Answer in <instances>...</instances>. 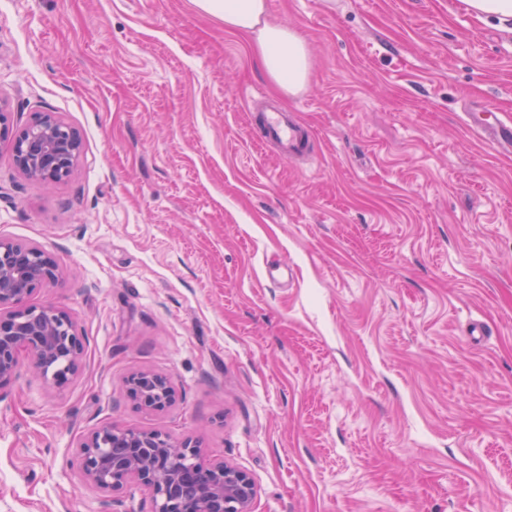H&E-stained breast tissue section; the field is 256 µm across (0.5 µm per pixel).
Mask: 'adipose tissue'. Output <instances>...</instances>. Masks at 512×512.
Here are the masks:
<instances>
[{"instance_id": "1", "label": "adipose tissue", "mask_w": 512, "mask_h": 512, "mask_svg": "<svg viewBox=\"0 0 512 512\" xmlns=\"http://www.w3.org/2000/svg\"><path fill=\"white\" fill-rule=\"evenodd\" d=\"M202 12L223 20L225 28L251 38L256 59L282 91L305 88L311 63L302 37L285 25L269 23L266 0H193Z\"/></svg>"}]
</instances>
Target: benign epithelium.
Listing matches in <instances>:
<instances>
[{
  "label": "benign epithelium",
  "mask_w": 512,
  "mask_h": 512,
  "mask_svg": "<svg viewBox=\"0 0 512 512\" xmlns=\"http://www.w3.org/2000/svg\"><path fill=\"white\" fill-rule=\"evenodd\" d=\"M7 137L13 138L16 167L31 181L62 182L82 156L79 132L52 113L15 134L10 113L0 106V140ZM57 272L40 247L0 237V389L16 378L24 358L50 388L65 386L80 371L86 338L73 318L62 308L29 303L36 289L56 281ZM125 386L150 410H164L176 399L169 379L152 372L130 375ZM80 448L86 481L114 492L136 483L149 493L152 512H251L252 479L208 460L197 442L105 425Z\"/></svg>",
  "instance_id": "benign-epithelium-1"
}]
</instances>
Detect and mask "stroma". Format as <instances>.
<instances>
[{
    "label": "stroma",
    "instance_id": "stroma-1",
    "mask_svg": "<svg viewBox=\"0 0 512 512\" xmlns=\"http://www.w3.org/2000/svg\"><path fill=\"white\" fill-rule=\"evenodd\" d=\"M305 40L294 96L192 0H0V99L82 157L54 185L0 141V236L60 275L31 302L87 339L59 389H0V512H151L84 481L105 425L193 440L254 512H512V20L463 0H267ZM287 109L284 159L254 115ZM282 268L278 281L268 265ZM168 377L138 406L124 380ZM469 126L482 133L489 143L497 147H512V121L496 118L489 122L482 112L468 113ZM127 393L144 407L161 411L172 405L176 390L165 376L152 372H138L125 380Z\"/></svg>",
    "mask_w": 512,
    "mask_h": 512
}]
</instances>
